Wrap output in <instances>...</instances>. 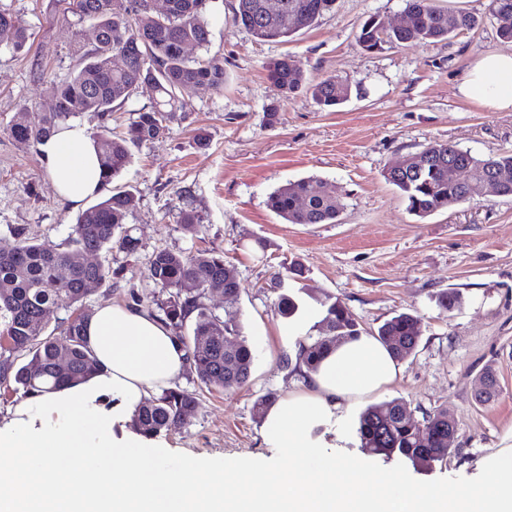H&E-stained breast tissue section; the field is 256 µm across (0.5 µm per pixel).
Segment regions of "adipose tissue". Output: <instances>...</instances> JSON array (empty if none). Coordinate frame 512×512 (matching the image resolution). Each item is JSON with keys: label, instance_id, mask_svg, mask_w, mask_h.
Instances as JSON below:
<instances>
[{"label": "adipose tissue", "instance_id": "1", "mask_svg": "<svg viewBox=\"0 0 512 512\" xmlns=\"http://www.w3.org/2000/svg\"><path fill=\"white\" fill-rule=\"evenodd\" d=\"M458 91L494 111L512 112V51L482 54L471 64ZM41 151L64 202L76 207L98 194L102 168L96 140L84 126L66 124ZM86 333L100 373L85 383L41 395L43 405L64 421L58 431H31L27 404L17 405L11 431L0 434V459H13L21 449H29L36 485L57 490L66 479L77 485L79 494L66 498L67 512H124L129 501L138 512H224L223 497L204 504L190 500L193 471L160 469L152 464L146 448L127 442H109V467L85 465L66 472L59 468L58 459L67 455L72 434L83 430L85 420L95 419L90 409L94 401L109 394L123 402L126 412H133L144 397L170 388L187 365L186 353L173 332L142 309L103 305L90 318ZM399 373L396 360L375 337L362 335L336 345L316 369L304 370L303 390L270 405L264 416L266 443L300 458L314 456V426L352 401L386 389ZM246 473L257 479L273 478L275 491L236 504L234 512H468L479 500L485 512H512V477L507 475L487 497L474 488L379 497L360 476L352 498L343 501L337 498L334 484L344 468L333 458L320 461L313 470L294 468L271 474L254 466ZM114 484L124 487L123 499L112 496Z\"/></svg>", "mask_w": 512, "mask_h": 512}]
</instances>
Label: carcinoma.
Here are the masks:
<instances>
[{"mask_svg": "<svg viewBox=\"0 0 512 512\" xmlns=\"http://www.w3.org/2000/svg\"><path fill=\"white\" fill-rule=\"evenodd\" d=\"M67 4L58 18L75 26L87 22L97 27L99 44L90 48L77 41L72 52L79 57V68L50 86L55 102L51 112H33L31 119L19 114L9 126V134L25 147H37L50 139L59 126L89 115L104 118L116 102L128 101L144 83L157 93L154 103L135 111L125 135L97 137L98 153L104 173L100 202L84 211L73 225L68 239L53 247L46 242L20 238L0 247V386L15 385L29 394L49 393L83 383L98 373V364L86 340V324L91 314L81 309L89 280L104 283L110 268L104 264L86 266L79 255L100 253L118 240L120 248L131 254L138 249L137 238L123 229L136 207V196L129 190H111L112 180L130 164L132 148L155 139L166 123L184 111L186 97L199 86L224 88V64L214 57H190L185 47L208 50L210 29L206 18L209 0H168V12L148 15L142 10L147 0H63ZM335 0H237L234 20L260 42H286L296 32L314 25L329 12ZM406 23L400 30H387L371 16L362 24L358 44L366 52L384 46L444 41L454 33L479 25L478 17L462 11L436 6L433 0H406ZM491 15L499 22L497 33L512 42V0H491ZM30 34L11 12L0 8V42L19 51ZM268 76L280 91L311 95L323 108H335L350 96V86L331 76L312 81L301 63L285 56L269 63ZM493 172H505L511 178L501 184V193L512 196V155L479 158L449 142H435L407 157L403 169L388 168L385 179L394 185L407 203L408 211L425 219L432 213L465 200L478 203L484 179ZM331 187L320 183L315 191L311 180L289 182L273 193L267 205L290 224H333L338 217L336 196ZM184 231L196 234L200 216L193 209L180 213ZM67 271V279L58 281L57 273ZM148 275L153 283L169 292L159 305L158 319L174 330H182L194 319L192 335H177L188 353L190 366L200 383L208 388L230 390L245 385L250 377L254 356L242 335L236 304L239 287L233 271L224 263V255L199 250L183 254L161 249L149 260ZM201 276L205 284L224 288V316L211 311L203 302L204 290L185 294L180 283ZM281 290L274 308L285 318L294 317L300 308L295 297L282 291V279L274 282ZM325 314L318 322V336L298 342L295 358H285L283 366L293 372V364L309 368L322 359L329 348L327 337L347 340L361 331L348 310L338 301L324 304ZM52 308L68 312L56 329L48 330L46 313ZM421 336L417 317L399 313L378 329L377 338L394 358L402 361L415 350ZM232 347L224 357V343ZM64 353L66 364L58 363ZM26 359L20 364L18 360ZM199 402L179 389L170 388L138 404L132 425L150 437L186 424L185 417L197 411ZM362 450L369 455H397L417 463L425 453L443 462L454 452L450 448L456 422L448 408L422 414L411 422L405 406L391 400L369 406L360 416L357 428Z\"/></svg>", "mask_w": 512, "mask_h": 512, "instance_id": "obj_1", "label": "carcinoma"}]
</instances>
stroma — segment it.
Wrapping results in <instances>:
<instances>
[{
	"label": "stroma",
	"instance_id": "obj_1",
	"mask_svg": "<svg viewBox=\"0 0 512 512\" xmlns=\"http://www.w3.org/2000/svg\"><path fill=\"white\" fill-rule=\"evenodd\" d=\"M435 3L477 16L479 28L442 42L368 53L357 43L361 24L374 15L385 26L398 25L404 0H336L331 12L284 43L256 41L234 22L236 0H214L208 54L224 64L223 90L197 88L177 120L135 147L129 166L112 182L138 199L126 226L139 249L100 253L112 276L88 292L85 309L119 304L148 311L165 301L147 271L160 249L222 252L239 283V321L255 355L248 382L208 390L184 372L174 386L199 399L198 411L182 429L146 442L158 460L194 467L196 500L215 493L220 468L232 461L276 471L296 467V459L265 443L253 405L261 396L301 389L300 378L281 360L312 333L328 299L340 301L367 336L399 312L417 316L421 325L395 384L326 425L327 454L348 465L337 493L352 492L357 471L381 492L391 473L419 491L477 486L488 492L494 486L498 452L512 447V198L491 194L422 220L383 176L385 168L438 141L481 158L512 154V112L490 110L458 93L478 56L506 47L491 0ZM0 6L30 32L23 50L0 43V246L13 244L19 231L59 244L79 211L59 200L40 150L21 147L8 126L20 108L48 109L51 81L79 63L70 52L77 33L58 21L57 0H0ZM286 55L295 56L313 80L333 76L348 83L350 99L328 112L305 95L283 98L266 66ZM273 101L280 111L271 127L264 109ZM304 177L335 186L336 223L291 224L269 209L270 193ZM185 208L199 214L198 234L181 230ZM295 261L303 274L287 287L301 306L287 320L274 309L271 283ZM446 290L461 297L450 311L437 303ZM487 370L497 378L498 394L482 402L475 391ZM393 399L405 403L413 420L447 408L456 435L446 462L414 466L361 451L360 414Z\"/></svg>",
	"mask_w": 512,
	"mask_h": 512
}]
</instances>
